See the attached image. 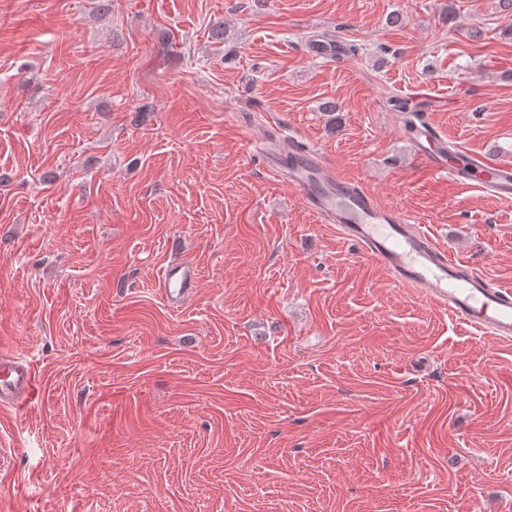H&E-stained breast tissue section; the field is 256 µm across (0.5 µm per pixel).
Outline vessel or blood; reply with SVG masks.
Listing matches in <instances>:
<instances>
[{
	"label": "vessel or blood",
	"mask_w": 512,
	"mask_h": 512,
	"mask_svg": "<svg viewBox=\"0 0 512 512\" xmlns=\"http://www.w3.org/2000/svg\"><path fill=\"white\" fill-rule=\"evenodd\" d=\"M312 56L342 61L347 49L340 41H321ZM410 141L416 157L431 169L447 173L465 187L512 200V164L488 162L470 154H449L448 144L431 124L414 126ZM247 153L295 191L314 215L335 224L362 253L383 266L402 286L421 289L423 295L447 309L460 323L504 340L512 339V290L489 284L464 260L452 257L421 226L398 210L379 204L352 185L312 148L296 140H282L274 149L246 139ZM199 279L196 265L186 258L170 260L162 271V297L180 307ZM38 395L34 368L20 358L0 357V409L9 411Z\"/></svg>",
	"instance_id": "b4317fda"
}]
</instances>
